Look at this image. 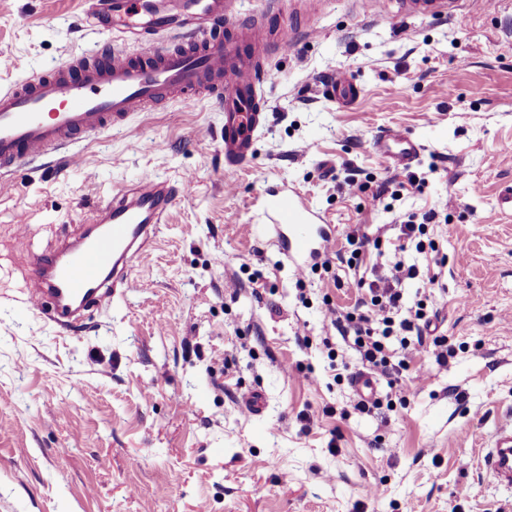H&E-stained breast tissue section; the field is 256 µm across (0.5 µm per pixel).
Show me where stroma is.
Wrapping results in <instances>:
<instances>
[{"mask_svg":"<svg viewBox=\"0 0 512 512\" xmlns=\"http://www.w3.org/2000/svg\"><path fill=\"white\" fill-rule=\"evenodd\" d=\"M396 9L321 0L267 17L293 24L298 52L269 55V122L233 189L224 110L207 100L136 113L0 178V512H512V490L475 463L512 411V0L471 5L463 24ZM81 10L0 0V88L103 42ZM339 71L363 90L355 109L320 83ZM399 128L425 144L413 170L428 184L375 207L391 172L370 143ZM154 140L164 150H142ZM147 175L193 184L135 260L134 288L67 330L30 308L37 259ZM288 187L335 225L336 250L353 229L392 242L404 215L435 212V250L405 257L436 282L409 289L464 350L417 358L428 378L409 404L354 413L318 344L326 306L353 308L393 251L333 258L335 280L312 270L297 290L258 231L263 190ZM253 390L258 416L241 407Z\"/></svg>","mask_w":512,"mask_h":512,"instance_id":"stroma-1","label":"stroma"}]
</instances>
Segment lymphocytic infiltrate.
<instances>
[{
  "instance_id": "1",
  "label": "lymphocytic infiltrate",
  "mask_w": 512,
  "mask_h": 512,
  "mask_svg": "<svg viewBox=\"0 0 512 512\" xmlns=\"http://www.w3.org/2000/svg\"><path fill=\"white\" fill-rule=\"evenodd\" d=\"M434 218V213L427 212L400 224V241L394 246L399 257L393 262L389 277L368 283L357 307L344 312L330 306L325 311L321 343L327 358L335 359L333 339L341 337L362 368L384 377L403 405L420 392L426 378L424 371L411 367L425 343H432L437 365H447L449 358L456 355L446 336L426 338L431 326L427 306L420 300L408 303L406 298V285L419 278L420 270L417 264L403 259L405 243L421 239Z\"/></svg>"
}]
</instances>
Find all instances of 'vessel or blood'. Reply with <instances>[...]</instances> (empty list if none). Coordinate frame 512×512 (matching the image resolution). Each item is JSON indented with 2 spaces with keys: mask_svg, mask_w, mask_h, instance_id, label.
I'll list each match as a JSON object with an SVG mask.
<instances>
[{
  "mask_svg": "<svg viewBox=\"0 0 512 512\" xmlns=\"http://www.w3.org/2000/svg\"><path fill=\"white\" fill-rule=\"evenodd\" d=\"M461 0H404L407 18L456 17ZM235 0H181L178 10L163 0H82L86 21L98 30L139 37L135 55L111 43L71 57L0 90V176L60 152L100 131L123 126L131 116L174 100L193 104L212 100L224 109V169L233 173L252 159L268 118L266 85L277 73L262 53L275 43L283 53L297 49L287 35H271L262 22L225 33ZM177 32V44L164 47L157 35ZM337 101L354 104L360 90L346 74L328 85ZM372 149L402 173L416 164L423 144L410 133L387 130ZM185 186L147 176L118 189L96 206L85 233L59 253L39 258L32 292L35 307L51 306L55 320L70 327L80 313L112 302L115 291L131 287L134 260L153 241ZM276 243L295 270L325 252L335 231L322 213L294 190H277L263 199ZM483 468L512 488V415L501 418L491 435Z\"/></svg>",
  "mask_w": 512,
  "mask_h": 512,
  "instance_id": "b4317fda",
  "label": "vessel or blood"
}]
</instances>
